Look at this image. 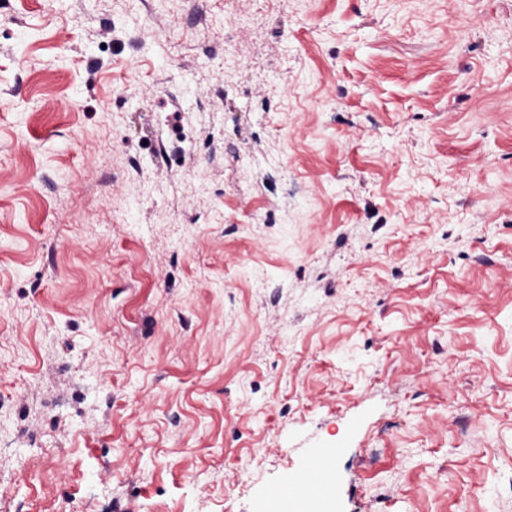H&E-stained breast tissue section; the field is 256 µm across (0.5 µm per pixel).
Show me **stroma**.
<instances>
[{"mask_svg":"<svg viewBox=\"0 0 512 512\" xmlns=\"http://www.w3.org/2000/svg\"><path fill=\"white\" fill-rule=\"evenodd\" d=\"M327 448L332 512H512V0H0V512Z\"/></svg>","mask_w":512,"mask_h":512,"instance_id":"obj_1","label":"stroma"}]
</instances>
